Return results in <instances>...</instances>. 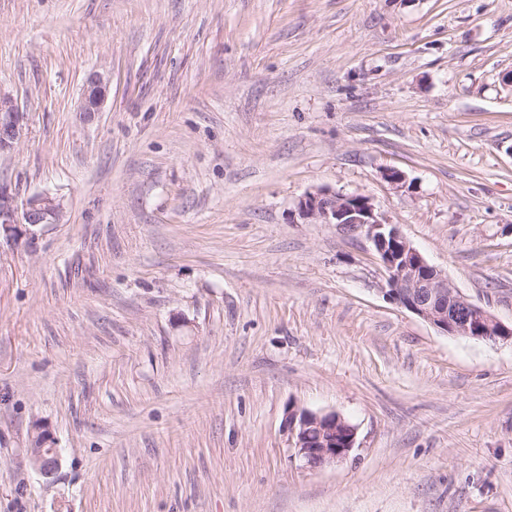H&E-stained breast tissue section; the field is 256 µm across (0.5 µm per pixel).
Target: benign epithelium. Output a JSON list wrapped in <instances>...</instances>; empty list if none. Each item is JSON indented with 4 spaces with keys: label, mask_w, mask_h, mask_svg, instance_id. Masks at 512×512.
Here are the masks:
<instances>
[{
    "label": "benign epithelium",
    "mask_w": 512,
    "mask_h": 512,
    "mask_svg": "<svg viewBox=\"0 0 512 512\" xmlns=\"http://www.w3.org/2000/svg\"><path fill=\"white\" fill-rule=\"evenodd\" d=\"M108 84L101 73H90L85 81L81 111H101ZM0 113L5 114L4 123L0 124V149L6 150L19 139L24 116L15 101L2 94ZM58 212L59 204L50 196L41 195L20 205L8 187L0 185V232L9 237L18 234L19 224L52 223ZM292 218L365 233L383 269L386 298L439 332L473 339H512V325L502 323L488 310L461 295L397 225L387 223L380 216L370 197L316 189L299 198ZM285 427L296 455L313 468L342 461L356 447V426L345 423V418L336 412L290 408ZM36 438L39 443L31 444L30 448L33 464L41 474L49 476L58 467L59 451L45 448L49 442L46 433L41 431Z\"/></svg>",
    "instance_id": "7a95c632"
}]
</instances>
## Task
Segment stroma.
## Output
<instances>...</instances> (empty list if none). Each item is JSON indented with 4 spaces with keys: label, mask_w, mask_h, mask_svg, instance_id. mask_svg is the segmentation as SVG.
Listing matches in <instances>:
<instances>
[{
    "label": "stroma",
    "mask_w": 512,
    "mask_h": 512,
    "mask_svg": "<svg viewBox=\"0 0 512 512\" xmlns=\"http://www.w3.org/2000/svg\"><path fill=\"white\" fill-rule=\"evenodd\" d=\"M0 93V184L60 204L0 235V512H512V341L441 334L364 234L289 217L369 196L511 324L512 0H0ZM292 406L350 456L306 466ZM109 81L99 72H91L85 81L82 97L83 112L101 111L108 91ZM0 113H5L3 125L0 123V149L6 150L16 143L22 131L24 116L15 101L0 93ZM340 423L344 429L338 428ZM285 427L291 448L313 468L348 458L357 442L356 426L345 424V418L336 412L290 408ZM39 439V443L35 441ZM50 438L43 431L37 433L32 439L30 448V455L36 469L44 476L52 475L58 467L59 451L58 448L47 449L44 448L45 444L49 442Z\"/></svg>",
    "instance_id": "stroma-1"
}]
</instances>
